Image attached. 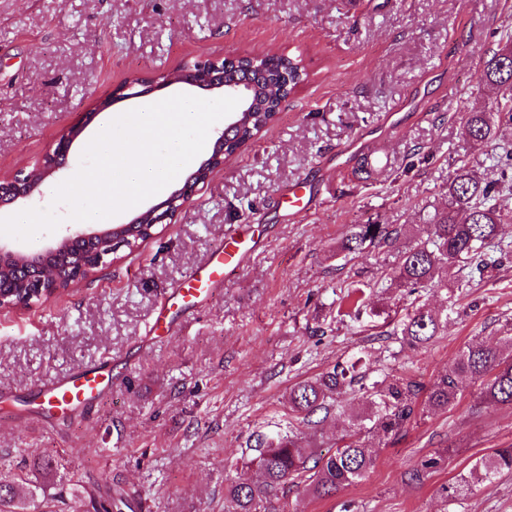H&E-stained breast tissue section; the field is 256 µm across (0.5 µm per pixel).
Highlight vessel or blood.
I'll return each mask as SVG.
<instances>
[{
    "instance_id": "vessel-or-blood-1",
    "label": "vessel or blood",
    "mask_w": 512,
    "mask_h": 512,
    "mask_svg": "<svg viewBox=\"0 0 512 512\" xmlns=\"http://www.w3.org/2000/svg\"><path fill=\"white\" fill-rule=\"evenodd\" d=\"M247 232L244 224L229 227L223 243L203 264L162 292L149 326L151 340L169 337L187 313L204 304L215 289L223 285L225 278L255 253V244L246 241ZM114 369L108 359L85 364L29 392L25 402L45 421L68 418L88 410L111 387Z\"/></svg>"
}]
</instances>
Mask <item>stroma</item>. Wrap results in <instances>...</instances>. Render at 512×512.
<instances>
[{"label":"stroma","instance_id":"obj_1","mask_svg":"<svg viewBox=\"0 0 512 512\" xmlns=\"http://www.w3.org/2000/svg\"><path fill=\"white\" fill-rule=\"evenodd\" d=\"M495 28L512 33V0H0V179L81 130L59 174L18 210L48 206L75 174L95 128L89 111L131 74L275 51L301 55L309 73L167 229L62 295L0 310V389L21 393L104 356L117 366L111 392L55 431L0 402V457L66 455L82 480L60 485L65 512H93L90 496L105 485L136 495L140 512H225L226 486L258 476L257 438L286 428L295 384L358 357L373 377L427 383L467 345L512 332V254L458 302L425 295L443 328L424 347L398 339L409 299L384 285L400 251L446 209L454 170L492 175L495 153L512 143L502 124L476 147L461 120L502 96L479 81ZM373 141L387 160L365 180L357 163ZM302 180L315 206H279ZM232 224L254 226L253 258L172 336L146 343L158 293ZM355 224L399 235L349 253L342 243ZM357 283L373 289L354 308L344 296ZM361 408V392L343 390L300 436L327 451ZM370 443L376 463L356 485L317 499L291 482L265 512H512V472L460 502L442 493L473 459L512 446V406L485 400L476 384L448 409L421 412L398 440ZM431 457L437 468L410 481Z\"/></svg>","mask_w":512,"mask_h":512}]
</instances>
